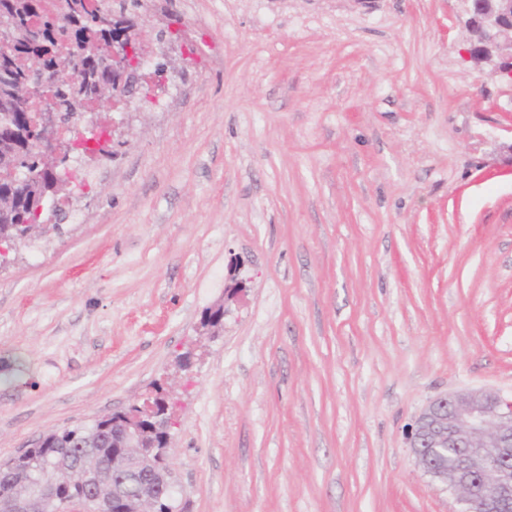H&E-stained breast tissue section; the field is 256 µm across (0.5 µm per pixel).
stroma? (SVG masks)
Segmentation results:
<instances>
[{
  "instance_id": "35a3bbf8",
  "label": "stroma",
  "mask_w": 512,
  "mask_h": 512,
  "mask_svg": "<svg viewBox=\"0 0 512 512\" xmlns=\"http://www.w3.org/2000/svg\"><path fill=\"white\" fill-rule=\"evenodd\" d=\"M112 12L166 82L0 267V462L161 387L176 512H457L406 434L512 395V89L460 0Z\"/></svg>"
}]
</instances>
